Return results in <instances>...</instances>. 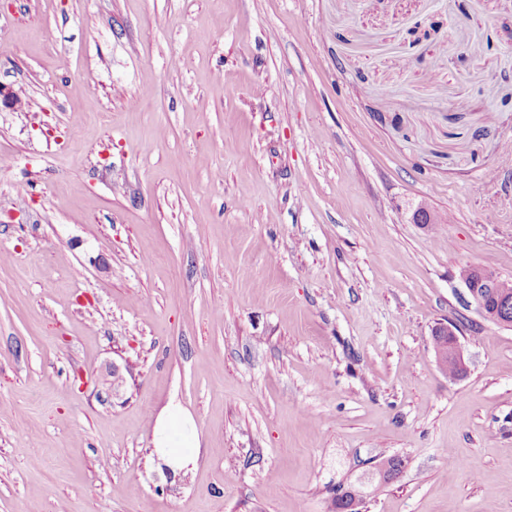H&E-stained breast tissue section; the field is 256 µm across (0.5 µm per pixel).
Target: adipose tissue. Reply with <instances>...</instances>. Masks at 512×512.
Returning <instances> with one entry per match:
<instances>
[{"mask_svg":"<svg viewBox=\"0 0 512 512\" xmlns=\"http://www.w3.org/2000/svg\"><path fill=\"white\" fill-rule=\"evenodd\" d=\"M152 443L159 462L172 472L195 468L199 432L191 412L179 402L169 401L154 417Z\"/></svg>","mask_w":512,"mask_h":512,"instance_id":"obj_1","label":"adipose tissue"}]
</instances>
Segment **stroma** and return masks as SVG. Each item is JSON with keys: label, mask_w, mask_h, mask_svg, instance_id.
<instances>
[{"label": "stroma", "mask_w": 512, "mask_h": 512, "mask_svg": "<svg viewBox=\"0 0 512 512\" xmlns=\"http://www.w3.org/2000/svg\"><path fill=\"white\" fill-rule=\"evenodd\" d=\"M0 84V512H512V0H0ZM470 271L472 275L467 280H462L466 289L470 302L475 304L477 310L487 319L500 325H512V321L505 318V316H499L497 310L488 309L486 306V300L483 294L479 292V288H493L501 279L499 284L500 292L512 298V278L503 279L501 276L486 268L476 265H470ZM152 443L159 462L173 473L194 469L199 454V432L191 412L169 401L154 417Z\"/></svg>", "instance_id": "stroma-1"}]
</instances>
